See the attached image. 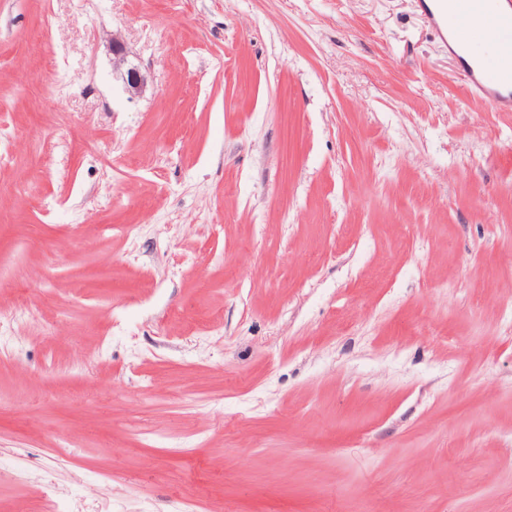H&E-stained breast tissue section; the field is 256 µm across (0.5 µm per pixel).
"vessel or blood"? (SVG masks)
I'll use <instances>...</instances> for the list:
<instances>
[{
    "label": "vessel or blood",
    "mask_w": 512,
    "mask_h": 512,
    "mask_svg": "<svg viewBox=\"0 0 512 512\" xmlns=\"http://www.w3.org/2000/svg\"><path fill=\"white\" fill-rule=\"evenodd\" d=\"M499 13L490 26L480 21L484 0H420L421 8L449 55L457 56L467 86L497 112H512V58L483 57L474 61L458 57L457 51L495 36L512 42V0H497Z\"/></svg>",
    "instance_id": "vessel-or-blood-1"
}]
</instances>
